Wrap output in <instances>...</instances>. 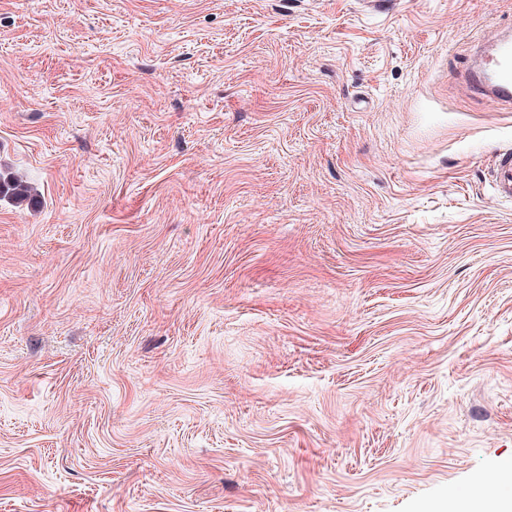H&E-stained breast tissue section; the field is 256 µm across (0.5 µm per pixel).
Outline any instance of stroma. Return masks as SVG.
<instances>
[{"instance_id": "stroma-1", "label": "stroma", "mask_w": 512, "mask_h": 512, "mask_svg": "<svg viewBox=\"0 0 512 512\" xmlns=\"http://www.w3.org/2000/svg\"><path fill=\"white\" fill-rule=\"evenodd\" d=\"M512 0H0V512H423L512 458ZM474 89L497 102H512V29L501 38L477 46L468 68ZM494 181L500 194L512 199V152L499 156L494 170ZM34 188L21 176L0 172V201L8 198L18 204L34 201Z\"/></svg>"}]
</instances>
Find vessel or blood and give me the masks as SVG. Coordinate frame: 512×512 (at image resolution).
I'll return each mask as SVG.
<instances>
[{
	"label": "vessel or blood",
	"mask_w": 512,
	"mask_h": 512,
	"mask_svg": "<svg viewBox=\"0 0 512 512\" xmlns=\"http://www.w3.org/2000/svg\"><path fill=\"white\" fill-rule=\"evenodd\" d=\"M474 89L497 102H512V29H504L500 38L477 46L468 68ZM495 185L512 199V152L499 156L494 170Z\"/></svg>",
	"instance_id": "b4317fda"
}]
</instances>
